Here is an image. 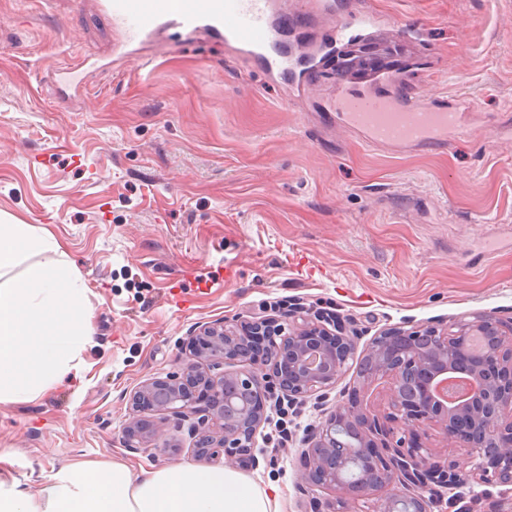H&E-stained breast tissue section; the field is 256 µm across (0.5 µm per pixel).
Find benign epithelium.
<instances>
[{
	"mask_svg": "<svg viewBox=\"0 0 512 512\" xmlns=\"http://www.w3.org/2000/svg\"><path fill=\"white\" fill-rule=\"evenodd\" d=\"M358 335L347 320L327 324L303 307L283 319L244 325L219 319L188 337L180 372L143 382L130 394L124 447L170 457L181 451L169 418L187 427L192 454L232 469L256 468L255 436L276 396L295 407L334 388L354 354ZM365 356L372 369L361 386L388 384L389 412L348 406L307 434L301 479L335 496L329 512H362L359 502L381 487L398 491L375 512H430L423 490L450 492L475 484L512 486V317L454 320L441 327H396L375 337ZM242 367L224 369V360ZM156 418H141V409ZM428 428L467 449L469 469L436 455L421 441Z\"/></svg>",
	"mask_w": 512,
	"mask_h": 512,
	"instance_id": "1",
	"label": "benign epithelium"
}]
</instances>
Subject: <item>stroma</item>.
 Here are the masks:
<instances>
[{"label":"stroma","instance_id":"stroma-1","mask_svg":"<svg viewBox=\"0 0 512 512\" xmlns=\"http://www.w3.org/2000/svg\"><path fill=\"white\" fill-rule=\"evenodd\" d=\"M383 16L369 42L402 78L465 96L473 132L392 152L339 125L336 76L291 92L250 59L199 39L156 50L148 75L89 71L68 107L44 73L108 58L112 23L91 0H0V217L47 229L86 284L90 342L64 383L0 403V460L25 489L76 461L198 464L186 432L168 460L123 446L128 397L178 372L201 322L251 321L296 303L352 321L346 372L321 403L266 407L245 475L283 512L332 491L302 482L304 436L343 406L364 348L396 326L512 316V0H358ZM512 512L504 487L457 507Z\"/></svg>","mask_w":512,"mask_h":512}]
</instances>
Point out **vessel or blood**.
<instances>
[{"instance_id":"vessel-or-blood-1","label":"vessel or blood","mask_w":512,"mask_h":512,"mask_svg":"<svg viewBox=\"0 0 512 512\" xmlns=\"http://www.w3.org/2000/svg\"><path fill=\"white\" fill-rule=\"evenodd\" d=\"M119 34L116 56L136 70L153 66L144 47L162 36L196 34L223 41L226 49L257 61L274 81L298 89L315 85L323 66L320 48L291 39L276 0H98ZM377 14L349 6L336 22V40L367 36ZM465 97H428L418 85L354 88L339 84L336 117L364 142L402 148L436 147L470 125Z\"/></svg>"}]
</instances>
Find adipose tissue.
I'll return each mask as SVG.
<instances>
[{"label": "adipose tissue", "mask_w": 512, "mask_h": 512, "mask_svg": "<svg viewBox=\"0 0 512 512\" xmlns=\"http://www.w3.org/2000/svg\"><path fill=\"white\" fill-rule=\"evenodd\" d=\"M0 512H278L272 493L223 467L189 465L133 474L122 463L78 461L47 486L20 489L0 474Z\"/></svg>", "instance_id": "ef3b65f1"}]
</instances>
